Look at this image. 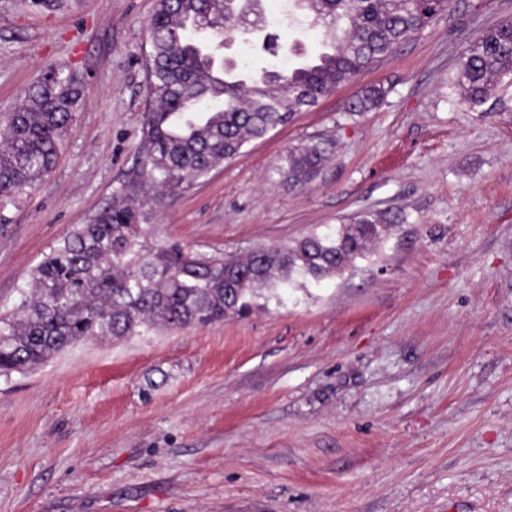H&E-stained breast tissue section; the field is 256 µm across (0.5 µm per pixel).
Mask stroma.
<instances>
[{
    "instance_id": "1",
    "label": "stroma",
    "mask_w": 512,
    "mask_h": 512,
    "mask_svg": "<svg viewBox=\"0 0 512 512\" xmlns=\"http://www.w3.org/2000/svg\"><path fill=\"white\" fill-rule=\"evenodd\" d=\"M278 62L316 54L263 0ZM156 0H0V113L52 68L82 90L57 162L0 203V312L115 199L155 245L245 255L364 213L393 223L342 274L205 327L77 342L0 375V512H512V76L470 108L462 51L512 0L431 24L191 188L136 164ZM388 94L348 111L366 86ZM327 142L292 187L289 148Z\"/></svg>"
}]
</instances>
